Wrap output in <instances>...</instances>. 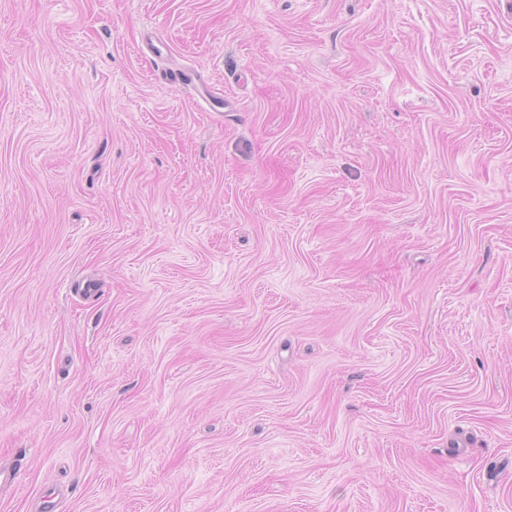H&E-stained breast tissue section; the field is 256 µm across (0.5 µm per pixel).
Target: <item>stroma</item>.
Segmentation results:
<instances>
[{
  "mask_svg": "<svg viewBox=\"0 0 512 512\" xmlns=\"http://www.w3.org/2000/svg\"><path fill=\"white\" fill-rule=\"evenodd\" d=\"M1 465L512 512V0H0Z\"/></svg>",
  "mask_w": 512,
  "mask_h": 512,
  "instance_id": "stroma-1",
  "label": "stroma"
}]
</instances>
